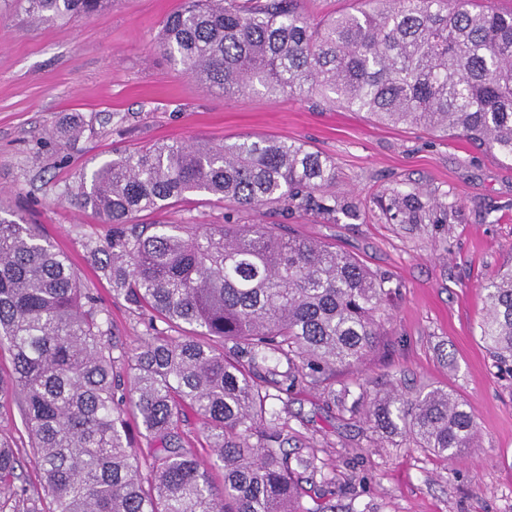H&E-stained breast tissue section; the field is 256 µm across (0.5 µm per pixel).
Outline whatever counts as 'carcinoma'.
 I'll use <instances>...</instances> for the list:
<instances>
[{
  "mask_svg": "<svg viewBox=\"0 0 512 512\" xmlns=\"http://www.w3.org/2000/svg\"><path fill=\"white\" fill-rule=\"evenodd\" d=\"M37 21L98 12L112 0H15ZM156 46L205 88L256 89L271 100L315 94L393 124L464 138L512 159V10L477 0H386L310 16L298 0H183ZM335 162L303 144L242 136L221 144L163 142L81 177L71 200L112 225L108 249L87 245L112 291L148 312L144 342L127 350L79 286L69 258L34 224L0 217V375L24 411L43 491L0 441V512H327L305 508L303 483L322 473L314 452L292 454L281 395L360 364L380 336L386 281L353 256L280 224H138L190 193L231 209L316 210L359 218L336 199ZM409 224L457 210L395 191ZM106 259H101L100 255ZM479 336L512 369V266L483 285ZM187 326L181 336L165 328ZM287 365L283 372L281 365ZM132 410L148 456L134 451ZM206 420L209 461L183 447L179 423ZM449 460L476 424L443 390L376 394L365 409ZM222 473L217 483L212 472Z\"/></svg>",
  "mask_w": 512,
  "mask_h": 512,
  "instance_id": "obj_1",
  "label": "carcinoma"
}]
</instances>
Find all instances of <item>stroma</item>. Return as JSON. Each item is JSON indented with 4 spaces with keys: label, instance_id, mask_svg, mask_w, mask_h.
I'll list each match as a JSON object with an SVG mask.
<instances>
[{
    "label": "stroma",
    "instance_id": "1",
    "mask_svg": "<svg viewBox=\"0 0 512 512\" xmlns=\"http://www.w3.org/2000/svg\"><path fill=\"white\" fill-rule=\"evenodd\" d=\"M181 0H116L89 16L33 22L0 0V209L39 225L66 252L125 348L146 336V316L87 259L111 227L67 200L81 173L156 142L221 143L251 134L295 141L336 163L337 198L361 201L358 220L270 209L242 224H284L326 242L389 280L376 348L335 372L337 386L367 393L395 386L454 391L478 437L453 461L373 432L362 414L335 407L326 385H303L284 402L290 447H316L335 512H512V377L479 336L482 287L512 263V162L465 139L410 125H383L320 97L273 102L249 92L212 93L171 65L155 38ZM81 117L74 141L54 131ZM457 199L444 224H401L383 211L393 190ZM225 206L189 195L159 214L166 224H220ZM0 438L19 448L31 485L39 470L20 402L0 399Z\"/></svg>",
    "mask_w": 512,
    "mask_h": 512
}]
</instances>
